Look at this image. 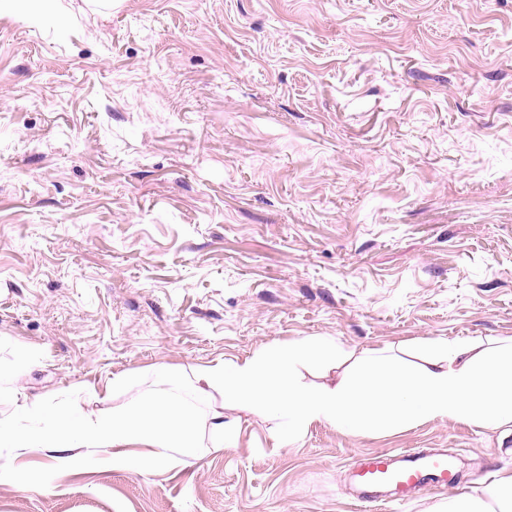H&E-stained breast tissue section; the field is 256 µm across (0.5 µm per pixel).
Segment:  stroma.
Here are the masks:
<instances>
[{"label": "stroma", "mask_w": 512, "mask_h": 512, "mask_svg": "<svg viewBox=\"0 0 512 512\" xmlns=\"http://www.w3.org/2000/svg\"><path fill=\"white\" fill-rule=\"evenodd\" d=\"M329 336L512 338V0H60L0 16V419L108 413L189 369ZM36 352L18 369L21 349ZM134 388L97 400L117 373ZM152 474L0 446V512H357L359 460L448 455L434 512L512 436L313 425Z\"/></svg>", "instance_id": "obj_1"}]
</instances>
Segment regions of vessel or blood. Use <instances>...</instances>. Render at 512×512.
<instances>
[{
  "instance_id": "obj_1",
  "label": "vessel or blood",
  "mask_w": 512,
  "mask_h": 512,
  "mask_svg": "<svg viewBox=\"0 0 512 512\" xmlns=\"http://www.w3.org/2000/svg\"><path fill=\"white\" fill-rule=\"evenodd\" d=\"M400 461H393L390 453H378L367 458L359 470L363 485L391 488L394 502L403 504L417 486L433 483L444 489L453 485L455 475L446 458L404 450Z\"/></svg>"
}]
</instances>
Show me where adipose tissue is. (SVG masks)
Instances as JSON below:
<instances>
[{
    "label": "adipose tissue",
    "instance_id": "1",
    "mask_svg": "<svg viewBox=\"0 0 512 512\" xmlns=\"http://www.w3.org/2000/svg\"><path fill=\"white\" fill-rule=\"evenodd\" d=\"M307 370L317 381H304ZM188 377L192 398L146 391L94 418L18 404L12 419L0 420V446L50 448L62 465L96 448L113 468L150 474L237 442L228 408L274 421L276 452L316 423L364 436L447 420L512 435V342L425 340L411 363L384 348L355 353L310 336L193 366ZM447 512H512V471L449 499Z\"/></svg>",
    "mask_w": 512,
    "mask_h": 512
}]
</instances>
